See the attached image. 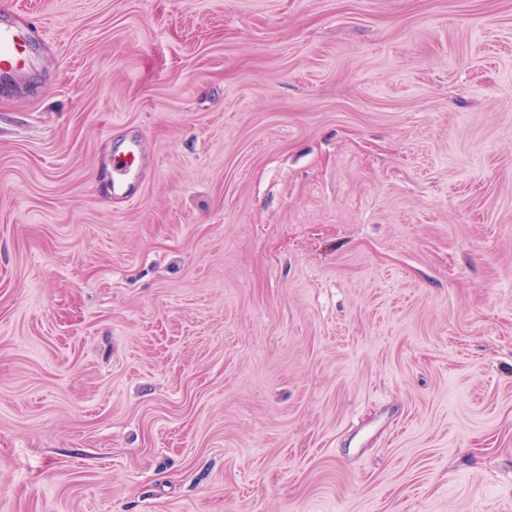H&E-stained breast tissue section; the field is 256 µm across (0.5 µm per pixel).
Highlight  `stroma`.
Instances as JSON below:
<instances>
[{"label": "stroma", "mask_w": 512, "mask_h": 512, "mask_svg": "<svg viewBox=\"0 0 512 512\" xmlns=\"http://www.w3.org/2000/svg\"><path fill=\"white\" fill-rule=\"evenodd\" d=\"M4 16L0 512H512V0ZM33 66L30 45L22 31L9 20H0V83L17 84ZM141 163V153L136 142H132L125 151L112 155V193L130 195L133 191L132 178Z\"/></svg>", "instance_id": "obj_1"}]
</instances>
